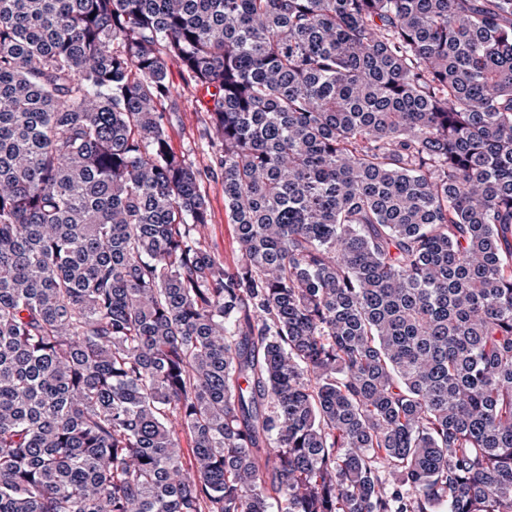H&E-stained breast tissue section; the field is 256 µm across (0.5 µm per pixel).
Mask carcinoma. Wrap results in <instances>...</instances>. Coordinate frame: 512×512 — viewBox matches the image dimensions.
Here are the masks:
<instances>
[{"label":"carcinoma","mask_w":512,"mask_h":512,"mask_svg":"<svg viewBox=\"0 0 512 512\" xmlns=\"http://www.w3.org/2000/svg\"><path fill=\"white\" fill-rule=\"evenodd\" d=\"M0 512H512V0H0ZM174 93V104L170 101L162 107L171 112L172 119L167 132L169 142L178 154L195 161L207 185V204L210 223L206 228L207 245L211 253L224 264H233L238 257L235 227L224 205V185L221 179L207 173L205 164L212 152L211 141L201 122V91L188 88L186 79L172 67L170 73ZM174 112V113H172Z\"/></svg>","instance_id":"obj_1"}]
</instances>
